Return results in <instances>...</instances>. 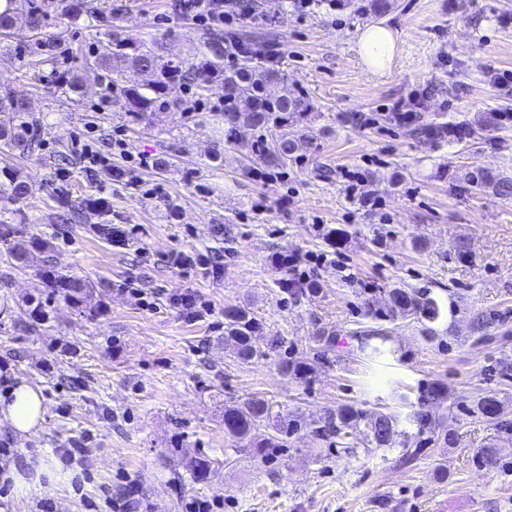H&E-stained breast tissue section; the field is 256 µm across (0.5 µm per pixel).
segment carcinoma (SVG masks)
<instances>
[{"label":"carcinoma","instance_id":"cac0c4a2","mask_svg":"<svg viewBox=\"0 0 512 512\" xmlns=\"http://www.w3.org/2000/svg\"><path fill=\"white\" fill-rule=\"evenodd\" d=\"M66 13L84 15L95 19L96 15L87 0H65ZM25 17L27 36L20 38L15 30L17 16ZM64 32H47L45 15L39 0H6L0 11V52L21 53L24 46H35L33 65L54 62L57 45L65 41ZM233 57L236 63L226 64ZM84 69L96 74L102 97L112 102L123 103L129 121L140 123L160 112H183L186 102L169 99L170 90L177 82L187 87L205 90L212 83L224 89V144L237 141L240 129L249 128L265 132L278 131L268 140L259 136L254 152L269 166H284L299 149L308 144L307 136L292 133V128L307 119L311 104L306 94L288 85L285 74L263 51L255 38L247 33H214L205 37L201 49L193 56L175 60L163 54L158 43L151 45L130 38L98 39L84 62ZM52 82L61 92L80 94L82 76L71 70H50ZM0 112L13 114L14 122L9 127H0V154L7 157L30 158L40 150L42 139L41 119L30 107L26 95L15 90H0ZM3 185L0 186V208L25 202L32 186L19 171L6 168L0 171ZM469 183L477 193L490 191L493 194L512 197V178L500 176L485 168L471 172ZM283 292L299 299L314 292V287L300 279L280 282ZM385 294L387 312L385 317L394 322L412 318L425 324L426 335L434 333L433 325L446 316H455L454 304H445L443 299L427 289L381 288ZM498 322L496 314L474 311L470 316V330L474 341L488 340V331ZM261 324L250 312V308L238 306L224 312V345L230 347L234 358L241 363H250L263 357L255 342ZM359 350L367 358L377 357L389 341L386 330L371 327L355 332ZM281 369L295 380L304 382L312 372V365L288 359ZM448 399L446 388L434 383L419 391L417 402L404 420L378 413L371 417L350 404H339L325 410L316 434L322 439L336 440V446L349 452L355 448L354 435L350 429L365 422L369 429L370 443L374 448L400 447L406 462L418 454L433 436L441 437L444 443L452 440V432L433 414L438 403ZM470 417L488 422L497 432L512 435V421L501 418V404L495 394L480 393L471 397L470 403L461 406ZM270 417V404L262 397L252 398L242 404L224 406V433L234 442L242 444L262 459L273 455L283 447V437L289 436L301 426L300 420L284 421L274 433L258 438L257 430ZM408 426L415 433L403 429ZM417 438L415 448L408 446V439ZM184 467L190 476L199 482L207 481L213 473L212 461L203 455L189 459Z\"/></svg>","mask_w":512,"mask_h":512}]
</instances>
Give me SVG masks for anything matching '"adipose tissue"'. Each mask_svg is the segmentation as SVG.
Instances as JSON below:
<instances>
[{"mask_svg":"<svg viewBox=\"0 0 512 512\" xmlns=\"http://www.w3.org/2000/svg\"><path fill=\"white\" fill-rule=\"evenodd\" d=\"M397 33L380 24L361 29L358 46L371 75L382 74L389 68L397 50ZM45 421V404L41 391L26 381H18L0 393V424L8 426L25 440L35 438ZM0 476L10 480L16 501L31 503L34 499L53 495L65 473L54 463L38 459L32 476H24L12 461H0Z\"/></svg>","mask_w":512,"mask_h":512,"instance_id":"obj_1","label":"adipose tissue"}]
</instances>
